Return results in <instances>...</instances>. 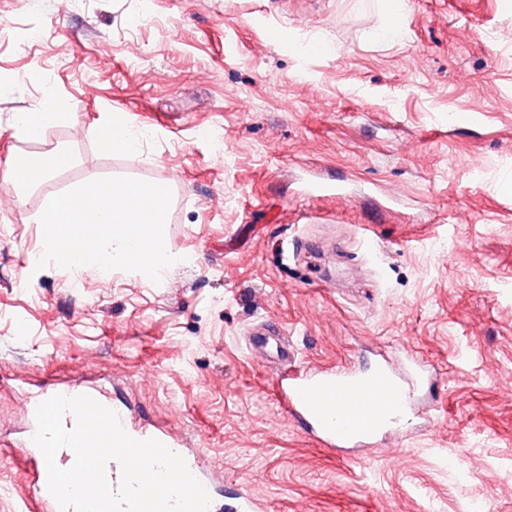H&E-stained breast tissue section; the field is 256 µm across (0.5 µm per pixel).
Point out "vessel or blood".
<instances>
[{
	"mask_svg": "<svg viewBox=\"0 0 512 512\" xmlns=\"http://www.w3.org/2000/svg\"><path fill=\"white\" fill-rule=\"evenodd\" d=\"M429 359L415 348L406 352L404 369L386 359H377L367 370L356 360L334 368L303 369L284 359L278 388L289 418L306 421L313 437L339 449L375 444L382 428L402 426L418 394L429 383ZM118 419L124 431L137 440L158 439L175 453L181 443L166 434L132 426L126 414ZM46 468H39L34 483V500L60 512L47 488Z\"/></svg>",
	"mask_w": 512,
	"mask_h": 512,
	"instance_id": "vessel-or-blood-1",
	"label": "vessel or blood"
}]
</instances>
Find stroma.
<instances>
[{"label":"stroma","instance_id":"35a3bbf8","mask_svg":"<svg viewBox=\"0 0 512 512\" xmlns=\"http://www.w3.org/2000/svg\"><path fill=\"white\" fill-rule=\"evenodd\" d=\"M388 2L0 0L41 32L0 39V195L25 197L0 209V512L33 494L28 401L66 385L184 441L212 512H512V0H410L395 38ZM49 93L60 123L14 137ZM116 116L138 150L94 138ZM56 149L45 182L10 180ZM91 176L170 188L160 282L36 269L44 197ZM272 322L301 367L422 350L418 417L323 448L247 347ZM70 157L63 151H51L35 159L7 162L14 180L21 186H35L44 182L57 169L67 166Z\"/></svg>","mask_w":512,"mask_h":512}]
</instances>
